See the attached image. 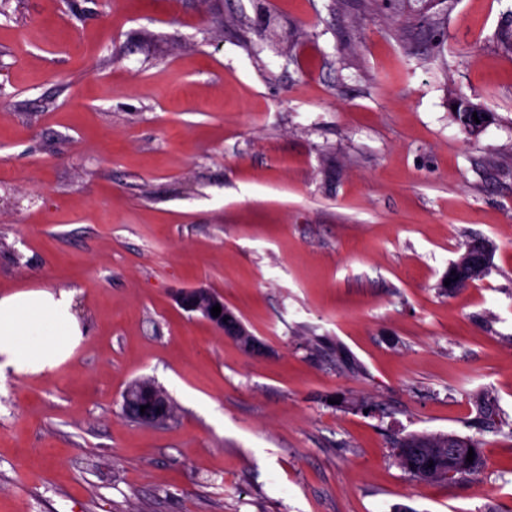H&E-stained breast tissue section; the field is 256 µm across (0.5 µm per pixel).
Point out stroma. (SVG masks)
Masks as SVG:
<instances>
[{"mask_svg": "<svg viewBox=\"0 0 512 512\" xmlns=\"http://www.w3.org/2000/svg\"><path fill=\"white\" fill-rule=\"evenodd\" d=\"M510 30L512 0H0V294L76 289L85 329L0 384V512H512ZM142 379L163 425L123 412ZM411 433L485 464L417 481ZM488 265L486 258L477 257L474 254V247L469 246L459 256V258L451 264V267L448 268V274L444 276V279H451V283L448 285V288H457L462 277L466 278L467 282H470L472 279L482 277L486 272ZM452 271H455V275H451ZM466 285L467 284H462L457 288V290L464 288ZM180 303L188 311L201 312L220 334L240 342L244 350L256 352L261 349L259 342L250 334L244 324L224 307V297L214 289L197 287L183 290L180 295ZM216 304L221 307L218 317L211 314V309ZM224 318H227V322H224Z\"/></svg>", "mask_w": 512, "mask_h": 512, "instance_id": "35a3bbf8", "label": "stroma"}]
</instances>
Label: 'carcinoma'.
<instances>
[{
    "label": "carcinoma",
    "instance_id": "obj_1",
    "mask_svg": "<svg viewBox=\"0 0 512 512\" xmlns=\"http://www.w3.org/2000/svg\"><path fill=\"white\" fill-rule=\"evenodd\" d=\"M469 104L468 100L457 101L455 117L466 133L474 135L479 129L472 125L467 112ZM470 449L474 452L471 463L466 461ZM395 456L399 464L420 481L465 479L483 466L479 439L454 434L408 435L397 441Z\"/></svg>",
    "mask_w": 512,
    "mask_h": 512
}]
</instances>
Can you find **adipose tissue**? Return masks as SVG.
Returning a JSON list of instances; mask_svg holds the SVG:
<instances>
[{
    "mask_svg": "<svg viewBox=\"0 0 512 512\" xmlns=\"http://www.w3.org/2000/svg\"><path fill=\"white\" fill-rule=\"evenodd\" d=\"M74 292L35 284L0 295V379L53 374L84 340Z\"/></svg>",
    "mask_w": 512,
    "mask_h": 512,
    "instance_id": "ef3b65f1",
    "label": "adipose tissue"
}]
</instances>
